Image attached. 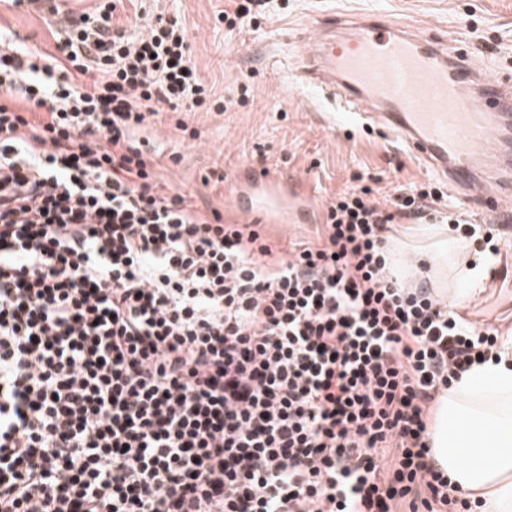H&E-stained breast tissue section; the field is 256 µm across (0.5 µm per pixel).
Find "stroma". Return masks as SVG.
<instances>
[{"mask_svg":"<svg viewBox=\"0 0 512 512\" xmlns=\"http://www.w3.org/2000/svg\"><path fill=\"white\" fill-rule=\"evenodd\" d=\"M227 0H151L150 9L177 16L188 29L192 59L227 111L160 112L135 137L157 155L163 190L187 195L203 209H219L225 221L247 222L233 199V184L247 172L267 170L284 183L311 189V220L283 223L264 216L270 238L281 243L313 237L324 221V206L336 192L362 177L378 201L401 186L433 183L443 195L438 209L476 224L493 223L481 202H463L447 182L436 178L408 151L375 126L327 124L312 89L289 83L290 52L309 39L334 10L385 9L393 24L445 38L468 48L474 62L512 74V0H287L261 19L259 28L227 35L220 17ZM95 0H56L40 11L0 0V30L18 35L20 44L58 56L64 21L91 11ZM186 130H179L178 122ZM227 182H217V175ZM475 321L512 324V276L489 274Z\"/></svg>","mask_w":512,"mask_h":512,"instance_id":"stroma-1","label":"stroma"}]
</instances>
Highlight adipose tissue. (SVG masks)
Masks as SVG:
<instances>
[{
	"mask_svg": "<svg viewBox=\"0 0 512 512\" xmlns=\"http://www.w3.org/2000/svg\"><path fill=\"white\" fill-rule=\"evenodd\" d=\"M401 261L421 252L437 259L438 291L450 309L482 298L486 268L472 239L449 224H408L394 236ZM501 362L473 367L438 397L429 448L451 486L486 501V512H512V334L502 337Z\"/></svg>",
	"mask_w": 512,
	"mask_h": 512,
	"instance_id": "obj_1",
	"label": "adipose tissue"
}]
</instances>
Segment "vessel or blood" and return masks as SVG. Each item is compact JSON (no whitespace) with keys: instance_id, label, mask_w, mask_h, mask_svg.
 Here are the masks:
<instances>
[{"instance_id":"vessel-or-blood-1","label":"vessel or blood","mask_w":512,"mask_h":512,"mask_svg":"<svg viewBox=\"0 0 512 512\" xmlns=\"http://www.w3.org/2000/svg\"><path fill=\"white\" fill-rule=\"evenodd\" d=\"M294 66L331 112L381 125L460 200L483 201L499 221L512 222V163L501 156L512 137V77L380 11L330 15ZM278 186L255 173L239 181L237 195L252 213L277 200Z\"/></svg>"}]
</instances>
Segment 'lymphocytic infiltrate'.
Returning <instances> with one entry per match:
<instances>
[{"label": "lymphocytic infiltrate", "instance_id": "f902f5d3", "mask_svg": "<svg viewBox=\"0 0 512 512\" xmlns=\"http://www.w3.org/2000/svg\"><path fill=\"white\" fill-rule=\"evenodd\" d=\"M61 50L0 48V512H477L431 405L500 333L389 267L439 193L344 189L280 248L133 136L213 107L182 21L96 0Z\"/></svg>", "mask_w": 512, "mask_h": 512}]
</instances>
